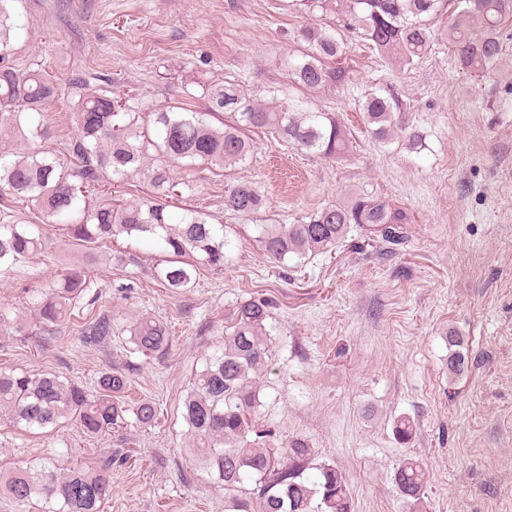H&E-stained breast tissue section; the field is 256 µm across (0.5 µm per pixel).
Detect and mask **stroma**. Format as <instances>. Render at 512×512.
<instances>
[{
    "label": "stroma",
    "instance_id": "35a3bbf8",
    "mask_svg": "<svg viewBox=\"0 0 512 512\" xmlns=\"http://www.w3.org/2000/svg\"><path fill=\"white\" fill-rule=\"evenodd\" d=\"M286 3L17 0L23 30L9 61L81 80L91 92L122 91L141 112L202 108L201 83L227 79L275 108L305 22ZM503 39L490 79L457 68L442 39L409 68L353 42L341 61L346 83L310 97L345 126L347 152L330 160L257 131L249 162L233 170L262 195L257 217L225 211L224 176L171 167L173 181L188 186L184 201L212 214L234 244L224 270L201 268L186 293L152 278L159 253L148 241L83 249L45 228L48 247L25 261V279L0 276V304L32 316L26 289L48 287L73 266L98 288L96 311L120 330L137 316L159 319L170 345L161 357L132 355L119 332L87 346L72 322L43 342L0 335V368L53 371L90 387L132 362L131 397L156 402L159 416L97 438L73 422L30 434L0 421V471L52 457L65 473L115 451L121 459L101 512H224L223 490L189 461L180 405L236 306L259 297L273 309L257 420L278 444L306 441L318 461L341 470L352 512H414L394 480L408 458L427 474L415 512H512V28ZM375 88L401 102L421 150L369 132L358 102ZM359 194L407 209L402 243L370 240L354 226L326 252L281 265L256 241L264 220L294 224ZM120 250L130 260L118 261ZM453 334L466 358L454 378ZM404 416L415 432L403 442L394 426Z\"/></svg>",
    "mask_w": 512,
    "mask_h": 512
}]
</instances>
